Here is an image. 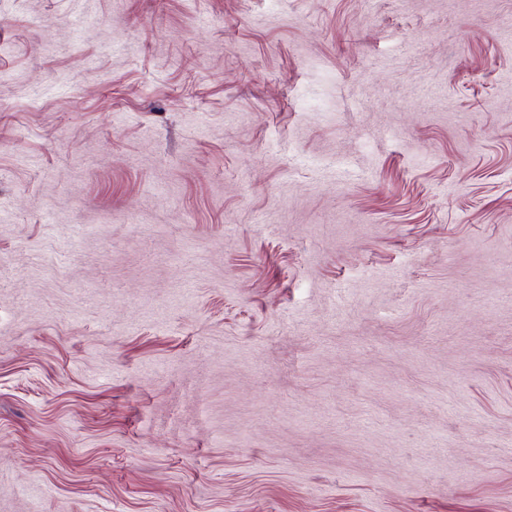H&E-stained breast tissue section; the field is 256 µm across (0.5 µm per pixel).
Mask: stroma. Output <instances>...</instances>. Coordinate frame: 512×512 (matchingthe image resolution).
<instances>
[{
  "label": "stroma",
  "mask_w": 512,
  "mask_h": 512,
  "mask_svg": "<svg viewBox=\"0 0 512 512\" xmlns=\"http://www.w3.org/2000/svg\"><path fill=\"white\" fill-rule=\"evenodd\" d=\"M0 512H512V0H0Z\"/></svg>",
  "instance_id": "stroma-1"
}]
</instances>
